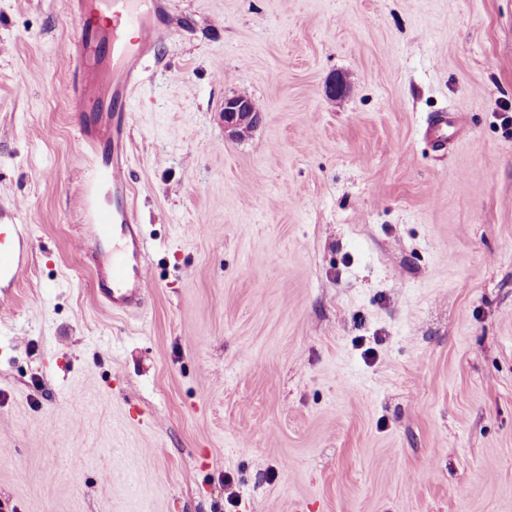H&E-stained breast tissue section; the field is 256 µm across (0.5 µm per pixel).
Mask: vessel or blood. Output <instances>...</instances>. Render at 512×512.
<instances>
[{
	"label": "vessel or blood",
	"mask_w": 512,
	"mask_h": 512,
	"mask_svg": "<svg viewBox=\"0 0 512 512\" xmlns=\"http://www.w3.org/2000/svg\"><path fill=\"white\" fill-rule=\"evenodd\" d=\"M73 21L65 53L73 77L62 92L73 104L79 127L96 119L112 123V161L93 167L76 191L79 208L92 226L78 236L76 251L92 259L101 241L111 240L112 256L98 273L97 294L112 311L140 309L149 295L148 245L127 205L129 187L125 136L136 112V91L143 81L146 59L170 35L161 0H109L107 10L93 8L91 0H68ZM111 90L102 99L100 90ZM111 189L112 204L100 203ZM34 251L32 229L27 224L0 226V288L13 287L29 267Z\"/></svg>",
	"instance_id": "obj_1"
}]
</instances>
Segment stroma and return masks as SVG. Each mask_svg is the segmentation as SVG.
Here are the masks:
<instances>
[{
  "instance_id": "35a3bbf8",
  "label": "stroma",
  "mask_w": 512,
  "mask_h": 512,
  "mask_svg": "<svg viewBox=\"0 0 512 512\" xmlns=\"http://www.w3.org/2000/svg\"><path fill=\"white\" fill-rule=\"evenodd\" d=\"M163 4L126 134L155 286L115 313L75 255L112 134L57 93L65 0H0V224L37 233L0 512H512V0ZM220 112L224 117V134L233 139H244L261 121V113L251 100L240 94L225 97Z\"/></svg>"
}]
</instances>
